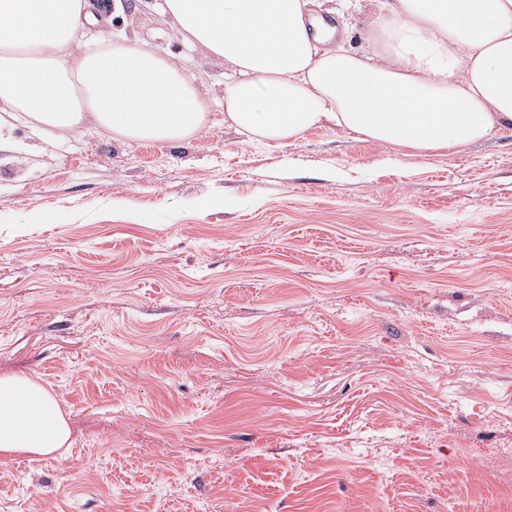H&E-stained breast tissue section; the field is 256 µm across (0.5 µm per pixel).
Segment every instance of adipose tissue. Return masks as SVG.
<instances>
[{
	"label": "adipose tissue",
	"mask_w": 512,
	"mask_h": 512,
	"mask_svg": "<svg viewBox=\"0 0 512 512\" xmlns=\"http://www.w3.org/2000/svg\"><path fill=\"white\" fill-rule=\"evenodd\" d=\"M362 0H156L188 48L223 62L224 123L286 145L335 127L427 157L512 128V0H378L367 48L336 45L333 16ZM89 0H0V131L179 143L211 129L182 55L101 35ZM66 412L35 380L0 376V456L62 457Z\"/></svg>",
	"instance_id": "1"
}]
</instances>
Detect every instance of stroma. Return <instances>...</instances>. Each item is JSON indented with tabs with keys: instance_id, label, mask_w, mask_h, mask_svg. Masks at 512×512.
<instances>
[{
	"instance_id": "35a3bbf8",
	"label": "stroma",
	"mask_w": 512,
	"mask_h": 512,
	"mask_svg": "<svg viewBox=\"0 0 512 512\" xmlns=\"http://www.w3.org/2000/svg\"><path fill=\"white\" fill-rule=\"evenodd\" d=\"M104 12L185 53L213 128L0 134V375L74 440L0 458V512H512V131L249 144L153 0Z\"/></svg>"
}]
</instances>
